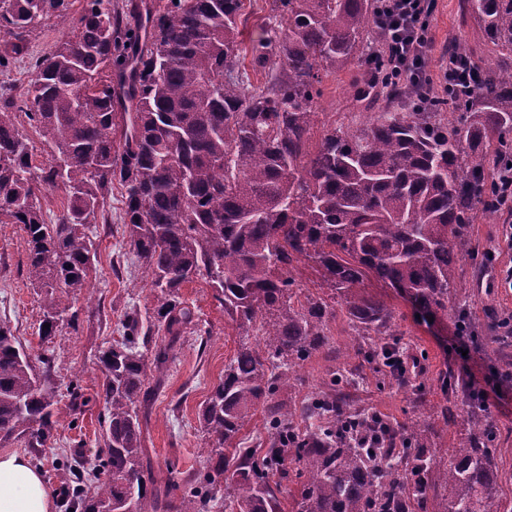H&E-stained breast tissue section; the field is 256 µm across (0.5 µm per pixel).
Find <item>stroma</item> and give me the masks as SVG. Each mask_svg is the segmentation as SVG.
Segmentation results:
<instances>
[{
    "label": "stroma",
    "instance_id": "35a3bbf8",
    "mask_svg": "<svg viewBox=\"0 0 512 512\" xmlns=\"http://www.w3.org/2000/svg\"><path fill=\"white\" fill-rule=\"evenodd\" d=\"M71 2L65 15L43 20L30 31L26 55L9 70L0 71V96L25 92L32 63L52 51L61 33L75 24L85 5V0ZM430 30L434 39L430 72L438 71L441 55L459 37L469 41L477 59L493 57L491 46L464 11L463 0H437ZM239 39L243 51L237 71L247 75L254 85L264 84L268 72L254 62L256 48L268 44L278 58L284 45L272 0H245ZM362 81L363 65L358 61L323 73L314 106L311 146H318L329 128L354 129L365 120L369 114L366 104L353 96L354 85ZM509 224L512 225V215L499 211L478 215L469 225L468 250L460 264L457 286L448 295V313L433 322L417 318L407 298L375 278H366L356 286V293L376 297L394 310L396 333L387 342L403 348L416 366L406 377L398 378L361 363L359 381L350 387L349 397L353 407L380 412L392 424L433 425L436 433L431 439V451L435 464L441 466L450 461L458 439L468 431L465 417L472 389L484 388L487 377L504 376L503 394L489 396L486 412L499 430L500 497L512 512V337H502L493 321L494 316L512 313V286L505 280L507 269H512V241L504 235ZM90 236L97 251L93 286L72 301L77 323L61 324L56 334L47 338L39 331L43 314L28 279L26 234L21 225L0 223V325L11 328L31 360L46 355L55 365L56 444L43 449L34 461L53 495L54 512H66L63 500L69 475L60 462L61 455L77 450L80 465L89 469L97 464L104 447L101 420L105 401L99 353L120 340L128 312L146 315L154 308L145 265L131 252L124 233L120 186H113L105 204V220L92 226ZM488 252L493 253L494 260L492 266L485 268L481 260ZM292 275L299 296L331 300L334 314L327 322L326 346L299 363L293 385L278 395L279 400L291 406L320 394L328 373L343 364L349 345L357 338L343 299L334 297L314 262L297 263ZM181 299L193 311L194 321L162 374L160 385L150 391L151 413L144 431L150 462L146 474L159 480H177L184 474L203 471L200 450L205 437L199 424V407L241 343L256 339L254 329L239 326L225 316L206 277L186 284ZM461 308L470 310L478 332V342L471 345L465 361L450 351L456 336L457 311ZM447 371L459 380V389L442 388V375ZM72 383L79 387L74 396L68 391Z\"/></svg>",
    "mask_w": 512,
    "mask_h": 512
}]
</instances>
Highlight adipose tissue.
<instances>
[{"mask_svg":"<svg viewBox=\"0 0 512 512\" xmlns=\"http://www.w3.org/2000/svg\"><path fill=\"white\" fill-rule=\"evenodd\" d=\"M39 468L19 453L0 454V512H53Z\"/></svg>","mask_w":512,"mask_h":512,"instance_id":"1","label":"adipose tissue"}]
</instances>
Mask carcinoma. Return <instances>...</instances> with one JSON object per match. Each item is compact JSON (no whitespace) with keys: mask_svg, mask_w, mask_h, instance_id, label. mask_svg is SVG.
<instances>
[{"mask_svg":"<svg viewBox=\"0 0 512 512\" xmlns=\"http://www.w3.org/2000/svg\"><path fill=\"white\" fill-rule=\"evenodd\" d=\"M280 3L288 7L285 56H254L270 67L262 86L234 74L244 0H138L127 12L86 0L77 23L36 59L23 97L0 103V218L27 234L42 335L75 323L68 301L91 286L96 257L88 230L116 183L125 190L129 246L154 292L155 322L127 316L122 339L101 352L105 451L95 482L75 468L67 494L84 512H120L129 497L136 512H211L229 471V512H281L274 473L300 484L296 512H504L498 431L478 408L467 418L470 437L435 469L425 429L400 430L352 409L341 388L354 368L331 373L320 396L299 407L273 398L326 342L328 304L294 291L291 272L302 260L344 296L365 336H388L393 325L382 302L352 293L369 276L423 318L448 313L464 229L497 211L491 172L512 152V0H463L499 57L481 66L477 88L403 112L390 103L417 91L394 81L368 123L326 131L313 152L319 73L365 54L374 2ZM67 9V0H0V69L25 51L36 24ZM446 108L455 121L438 119ZM27 126L46 154L38 165ZM61 155L72 162L60 172ZM57 187L67 205L46 224L39 193ZM202 274L224 313L260 340L241 345L201 406L206 472L181 490L171 479H145L141 406L193 322L179 290ZM154 327L164 333L159 344ZM40 363L0 326V442L37 454L56 431L54 363ZM261 402L269 447L240 448L226 461L224 449L236 447ZM440 485L451 489L444 502Z\"/></svg>","mask_w":512,"mask_h":512,"instance_id":"obj_1","label":"carcinoma"}]
</instances>
